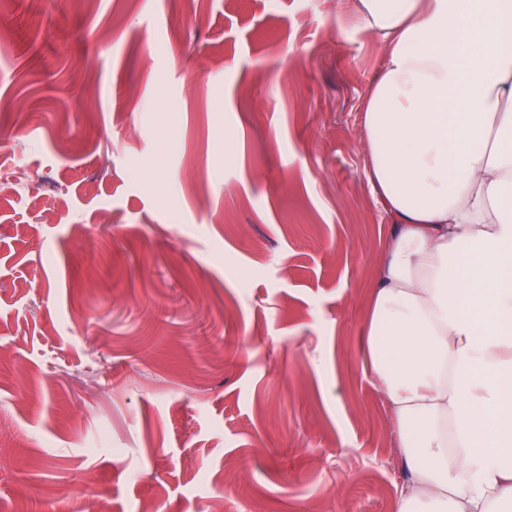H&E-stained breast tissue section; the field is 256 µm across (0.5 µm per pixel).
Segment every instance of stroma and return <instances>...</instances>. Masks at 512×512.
<instances>
[{"label":"stroma","mask_w":512,"mask_h":512,"mask_svg":"<svg viewBox=\"0 0 512 512\" xmlns=\"http://www.w3.org/2000/svg\"><path fill=\"white\" fill-rule=\"evenodd\" d=\"M347 10L0 0V512H397Z\"/></svg>","instance_id":"obj_1"}]
</instances>
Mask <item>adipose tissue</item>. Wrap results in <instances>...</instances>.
Wrapping results in <instances>:
<instances>
[{
	"mask_svg": "<svg viewBox=\"0 0 512 512\" xmlns=\"http://www.w3.org/2000/svg\"><path fill=\"white\" fill-rule=\"evenodd\" d=\"M385 50L367 179L392 224L364 329L398 512H512V0H352Z\"/></svg>",
	"mask_w": 512,
	"mask_h": 512,
	"instance_id": "adipose-tissue-1",
	"label": "adipose tissue"
}]
</instances>
